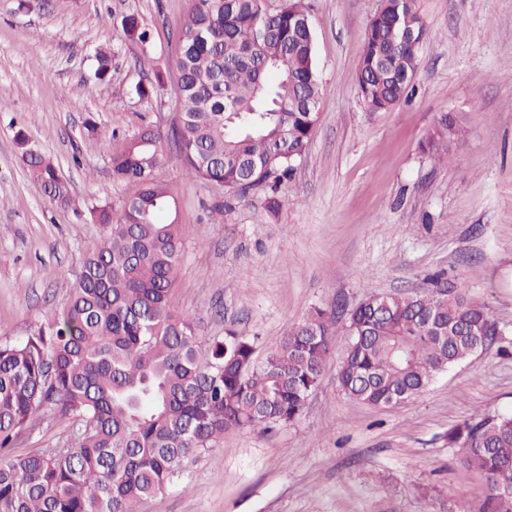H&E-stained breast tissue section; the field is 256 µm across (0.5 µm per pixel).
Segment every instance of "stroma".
<instances>
[{
  "label": "stroma",
  "mask_w": 512,
  "mask_h": 512,
  "mask_svg": "<svg viewBox=\"0 0 512 512\" xmlns=\"http://www.w3.org/2000/svg\"><path fill=\"white\" fill-rule=\"evenodd\" d=\"M323 85L319 123L278 212L264 191L241 198L187 177L171 188L187 235L177 308L201 339L254 338L264 358L314 308L406 293L440 274L466 286L512 338V0H417L429 37L406 98L369 111L358 93L364 32L381 0H304ZM189 0H0V339L61 311L85 247L100 237L96 205L120 207L112 143L145 127L170 132L177 35ZM135 17L148 44L124 34ZM111 58L99 75L97 51ZM164 89L139 97L155 72ZM465 133L446 162L419 144L437 117ZM69 180L62 208L21 160L18 131ZM223 204L224 215L211 209ZM348 338L331 339L302 416L273 430L233 428L190 463L182 484L143 512H458L486 481L448 429L512 413V357L488 346L414 400L374 407L338 389ZM70 418L42 409L23 451L63 446Z\"/></svg>",
  "instance_id": "stroma-1"
}]
</instances>
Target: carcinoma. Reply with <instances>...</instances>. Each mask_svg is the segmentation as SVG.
Returning a JSON list of instances; mask_svg holds the SVG:
<instances>
[{"label": "carcinoma", "mask_w": 512, "mask_h": 512, "mask_svg": "<svg viewBox=\"0 0 512 512\" xmlns=\"http://www.w3.org/2000/svg\"><path fill=\"white\" fill-rule=\"evenodd\" d=\"M302 0H190L178 36L179 122L113 145V178L134 192L94 208L102 234L82 254L68 301L28 330L0 340V512H142L182 479L185 464L230 428L298 420L319 384L329 338L344 329L337 373L346 396L389 406L419 396L437 375L501 336L486 306L440 279L408 295H373L341 320L313 309L258 362L253 341H202L172 303L186 233L156 169L176 159L193 178L239 197L275 189L306 156L320 118L322 83ZM428 38L416 0H383L366 29L358 69L369 111L404 96ZM206 31L210 39L197 40ZM461 122L443 113L421 149L444 160ZM22 159L40 191L71 201L69 182L22 132ZM175 152H170V148ZM44 407L74 419L59 448L17 451ZM448 444L485 476L488 494L460 512H512V415L448 431Z\"/></svg>", "instance_id": "cac0c4a2"}]
</instances>
